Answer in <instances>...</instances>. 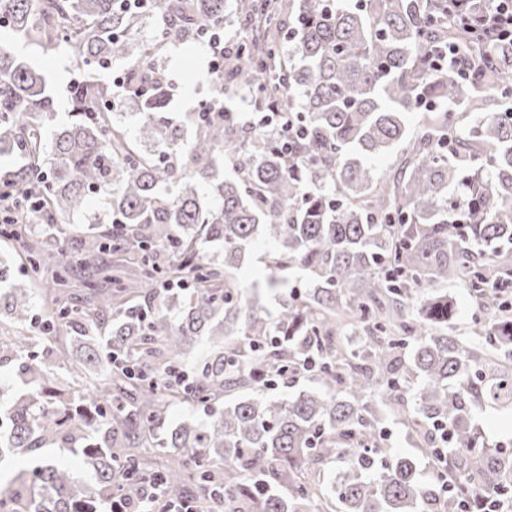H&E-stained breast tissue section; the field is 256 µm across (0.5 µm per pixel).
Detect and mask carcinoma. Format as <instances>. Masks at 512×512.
Returning a JSON list of instances; mask_svg holds the SVG:
<instances>
[{
	"instance_id": "carcinoma-1",
	"label": "carcinoma",
	"mask_w": 512,
	"mask_h": 512,
	"mask_svg": "<svg viewBox=\"0 0 512 512\" xmlns=\"http://www.w3.org/2000/svg\"><path fill=\"white\" fill-rule=\"evenodd\" d=\"M232 1L246 37L212 104L227 84L258 88L303 133L290 153L227 107L204 120L186 113L194 135L182 145L161 96L133 98L134 139L116 119L127 99L96 75L71 88L70 119L48 139L57 102L47 79L0 40V157L15 159L0 169V191L30 210L8 236L26 277L0 296L12 320L0 352L25 359L23 394L0 401V448L35 455L59 444L94 474L87 485L50 458L17 468L0 512H105L152 480L197 512H461L448 481L512 499V449L485 445L469 424L476 400L512 408V311L497 305L471 342L446 331L451 298L424 290L457 281L480 303L512 260V110L501 101L512 97L511 41L485 42L448 14V0H0V27L46 52L69 48L80 70L109 62L158 85L157 57L174 41L206 39ZM147 20L150 43L136 36ZM448 43L470 80L435 59ZM396 148L399 160L379 172L376 160ZM91 195L115 222L77 229L82 252L60 247L50 268L67 234L61 218ZM33 224L51 228L41 237ZM201 238L221 258L200 252ZM259 241L271 247L266 289L295 267L313 277L273 321L242 291ZM104 251L136 267L140 288L129 300L96 295L108 336L71 364L83 384L57 392L55 364L33 344L81 326L88 313L66 305L65 272ZM39 288L49 297L37 321ZM343 318L362 341L341 358ZM219 332L222 345L182 380L185 350ZM409 343L405 370L397 349ZM297 376L319 389L264 394ZM240 389L247 395L226 401ZM373 399L411 406L406 426L429 462L440 443L430 429L450 427L442 474L426 480L417 460L381 448ZM218 403L207 425L169 427L172 406ZM336 458L343 468L323 481ZM282 483L286 499L274 489Z\"/></svg>"
}]
</instances>
